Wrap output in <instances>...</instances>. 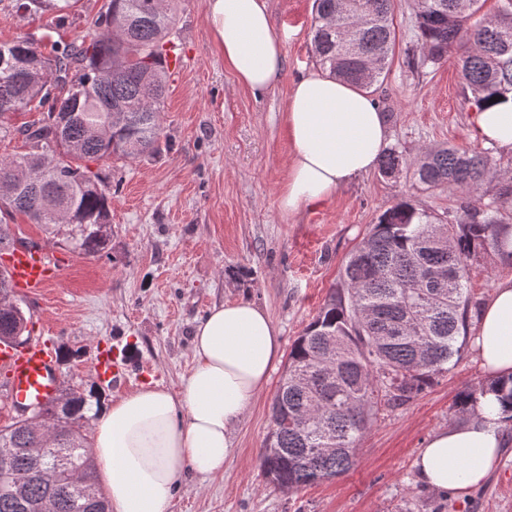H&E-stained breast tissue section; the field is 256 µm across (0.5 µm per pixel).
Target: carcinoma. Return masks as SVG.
<instances>
[{
  "label": "carcinoma",
  "instance_id": "carcinoma-1",
  "mask_svg": "<svg viewBox=\"0 0 512 512\" xmlns=\"http://www.w3.org/2000/svg\"><path fill=\"white\" fill-rule=\"evenodd\" d=\"M477 22L481 0H418L414 27L422 54L414 70L458 58L465 99L475 109L512 92V0H498ZM70 0H16L22 14L51 13L62 25ZM393 0H314L310 27L316 62L366 90L386 77L396 45ZM90 39L54 45L23 34L0 43V138L19 135L29 148L0 158V250L15 242L7 219L25 214L69 250L86 256L110 242L111 181L85 160L135 158L163 134L168 87L165 55L176 47L173 0H108ZM42 117L15 127L26 108ZM385 177L425 190L455 188L473 200L450 219L409 196L379 214L349 253L317 315L290 347L271 404L261 454L265 478L287 491L348 472L357 442L381 402L404 404L447 373L480 308L469 283L473 263L490 253L512 257V183L499 179L488 150L431 146L410 157L399 144L378 162ZM28 319L0 271V340L27 333ZM488 394L512 410V375L469 388L461 412ZM87 401L64 392L39 410L0 427V512H109L81 431Z\"/></svg>",
  "mask_w": 512,
  "mask_h": 512
}]
</instances>
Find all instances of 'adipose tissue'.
Segmentation results:
<instances>
[{"mask_svg":"<svg viewBox=\"0 0 512 512\" xmlns=\"http://www.w3.org/2000/svg\"><path fill=\"white\" fill-rule=\"evenodd\" d=\"M206 20L240 86L263 91L275 84L284 52L267 0H207ZM286 128L293 152L280 207L288 212L372 171L388 134L368 93L317 71L294 84ZM472 130L478 144L512 150V92L475 112ZM473 347L485 372L512 374V277L500 280L484 303ZM281 356L279 331L263 308L223 303L197 325L193 366L178 391L150 382L107 402L90 452L110 512H167L186 472L223 474L235 427ZM501 413L489 394L467 422L433 433L415 458L418 480L440 493L484 485L505 446Z\"/></svg>","mask_w":512,"mask_h":512,"instance_id":"ef3b65f1","label":"adipose tissue"}]
</instances>
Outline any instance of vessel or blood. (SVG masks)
<instances>
[{
  "label": "vessel or blood",
  "instance_id": "b4317fda",
  "mask_svg": "<svg viewBox=\"0 0 512 512\" xmlns=\"http://www.w3.org/2000/svg\"><path fill=\"white\" fill-rule=\"evenodd\" d=\"M0 266L14 290L35 296L56 282L63 268L47 248L24 244L1 253ZM128 367L127 357L107 350L95 355L92 371L100 382L118 386L125 381ZM0 370L9 376L6 398L11 408L43 406L60 392L57 354L42 337L30 336L20 343L0 342Z\"/></svg>",
  "mask_w": 512,
  "mask_h": 512
}]
</instances>
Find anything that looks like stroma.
<instances>
[{
  "label": "stroma",
  "instance_id": "35a3bbf8",
  "mask_svg": "<svg viewBox=\"0 0 512 512\" xmlns=\"http://www.w3.org/2000/svg\"><path fill=\"white\" fill-rule=\"evenodd\" d=\"M106 3L72 0L70 23L61 27L53 15L21 16L13 0H0V42L23 33L72 40L89 32ZM416 4L394 0L396 46L386 80L371 94L386 117L388 141L411 156L426 146L474 148L473 109L456 61L427 74L408 66L409 54L420 48ZM268 6L283 41L284 69L272 88L253 92L237 84L214 48L207 0H176L182 69L169 79L158 149L90 164L113 183L107 252L63 250L26 216L14 217L19 241L47 244L64 257L60 279L43 298L23 294L19 300L35 335L57 351L62 388L87 399L86 431H93L106 402L145 382L178 390L192 366L195 328L213 305L255 302L279 328L283 349H290L379 213L405 194L443 217L464 199L459 190L425 191L374 170L326 200L282 212L279 193L292 153L287 100L294 83L317 67L313 0H268ZM111 346L132 364L118 388L99 383L91 372L96 352ZM281 376V370L272 372L237 425L223 474L206 480L188 475L168 512H512V427H503L507 446L480 490L439 493L416 476L415 458L428 437L465 421L457 407L460 393L489 380L472 346L414 399L379 408L346 474L300 491L270 483L260 467Z\"/></svg>",
  "mask_w": 512,
  "mask_h": 512
}]
</instances>
